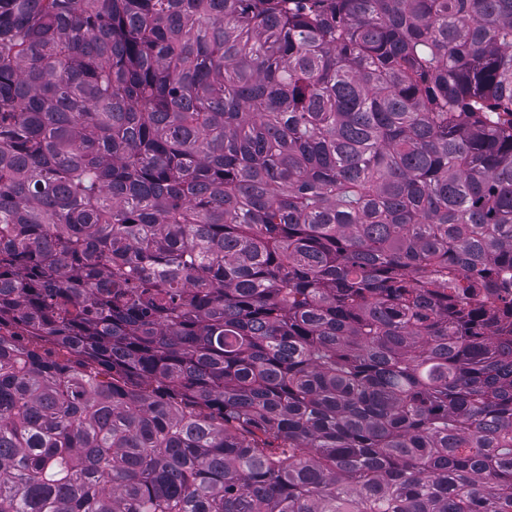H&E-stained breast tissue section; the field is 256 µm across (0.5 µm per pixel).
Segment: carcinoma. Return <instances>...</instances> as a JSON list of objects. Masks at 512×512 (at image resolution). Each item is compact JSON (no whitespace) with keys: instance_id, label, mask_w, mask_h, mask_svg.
<instances>
[{"instance_id":"cac0c4a2","label":"carcinoma","mask_w":512,"mask_h":512,"mask_svg":"<svg viewBox=\"0 0 512 512\" xmlns=\"http://www.w3.org/2000/svg\"><path fill=\"white\" fill-rule=\"evenodd\" d=\"M0 512H512V0H0Z\"/></svg>"}]
</instances>
